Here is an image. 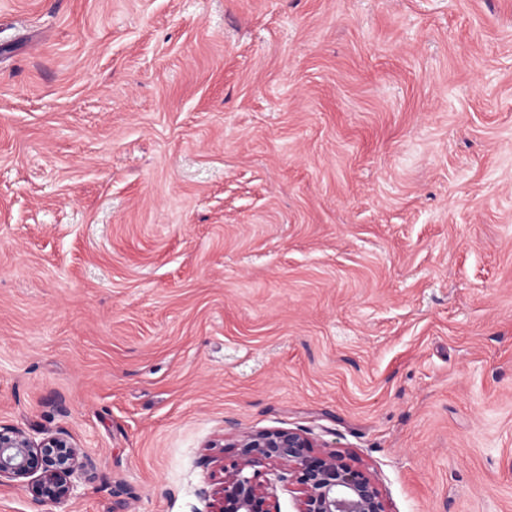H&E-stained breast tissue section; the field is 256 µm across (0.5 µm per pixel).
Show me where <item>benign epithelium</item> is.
<instances>
[{
  "label": "benign epithelium",
  "instance_id": "benign-epithelium-1",
  "mask_svg": "<svg viewBox=\"0 0 512 512\" xmlns=\"http://www.w3.org/2000/svg\"><path fill=\"white\" fill-rule=\"evenodd\" d=\"M235 447V458L221 466L223 476L212 492L210 512H279L262 480L263 470L269 468L288 474L297 493V512H388L371 478L340 452L316 450L297 430L251 432ZM92 466L91 458L62 432L34 438L0 426V479L28 487L38 505L71 498L75 478Z\"/></svg>",
  "mask_w": 512,
  "mask_h": 512
}]
</instances>
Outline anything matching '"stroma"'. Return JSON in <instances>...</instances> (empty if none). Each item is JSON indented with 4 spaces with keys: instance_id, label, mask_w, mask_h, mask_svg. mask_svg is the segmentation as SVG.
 Returning <instances> with one entry per match:
<instances>
[{
    "instance_id": "35a3bbf8",
    "label": "stroma",
    "mask_w": 512,
    "mask_h": 512,
    "mask_svg": "<svg viewBox=\"0 0 512 512\" xmlns=\"http://www.w3.org/2000/svg\"><path fill=\"white\" fill-rule=\"evenodd\" d=\"M0 512H208L253 431L512 512V0H0ZM92 466L91 458L62 432L34 438L0 426V483L5 478L27 486L38 505L71 498L74 479Z\"/></svg>"
}]
</instances>
